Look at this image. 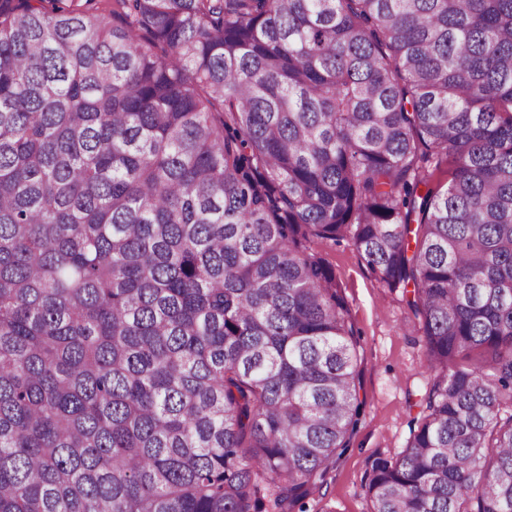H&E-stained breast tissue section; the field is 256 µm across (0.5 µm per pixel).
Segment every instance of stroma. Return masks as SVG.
Returning a JSON list of instances; mask_svg holds the SVG:
<instances>
[{
    "label": "stroma",
    "instance_id": "35a3bbf8",
    "mask_svg": "<svg viewBox=\"0 0 512 512\" xmlns=\"http://www.w3.org/2000/svg\"><path fill=\"white\" fill-rule=\"evenodd\" d=\"M333 269L358 336L360 397L364 405L347 448L337 455L307 512H368L364 483L372 459L401 453L430 381L422 336L402 289L381 284L349 240H305Z\"/></svg>",
    "mask_w": 512,
    "mask_h": 512
}]
</instances>
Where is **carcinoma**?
<instances>
[{
    "instance_id": "cac0c4a2",
    "label": "carcinoma",
    "mask_w": 512,
    "mask_h": 512,
    "mask_svg": "<svg viewBox=\"0 0 512 512\" xmlns=\"http://www.w3.org/2000/svg\"><path fill=\"white\" fill-rule=\"evenodd\" d=\"M311 237L433 373L369 512H512V0H0V512L322 488L361 403Z\"/></svg>"
}]
</instances>
